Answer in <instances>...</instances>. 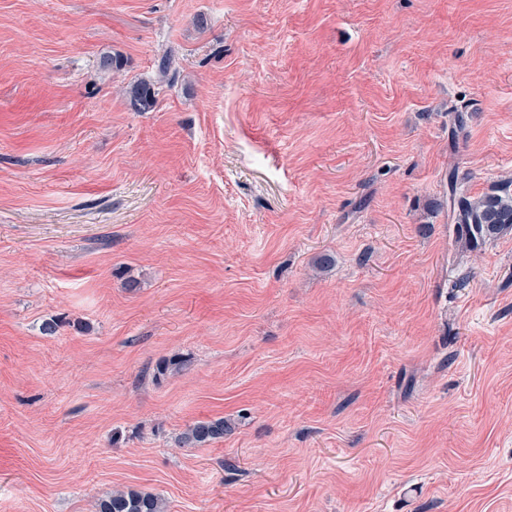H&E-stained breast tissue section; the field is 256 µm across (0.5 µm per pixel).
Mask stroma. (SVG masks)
I'll list each match as a JSON object with an SVG mask.
<instances>
[{
    "mask_svg": "<svg viewBox=\"0 0 512 512\" xmlns=\"http://www.w3.org/2000/svg\"><path fill=\"white\" fill-rule=\"evenodd\" d=\"M452 172L512 181V0H0V512H512ZM154 82L150 80H141L132 84L126 90L130 107L136 112H148L156 104V93ZM232 427L224 418L199 421L189 427L182 435V447L198 448L221 441ZM98 512H164L163 500L152 493L116 491L97 504Z\"/></svg>",
    "mask_w": 512,
    "mask_h": 512,
    "instance_id": "35a3bbf8",
    "label": "stroma"
}]
</instances>
